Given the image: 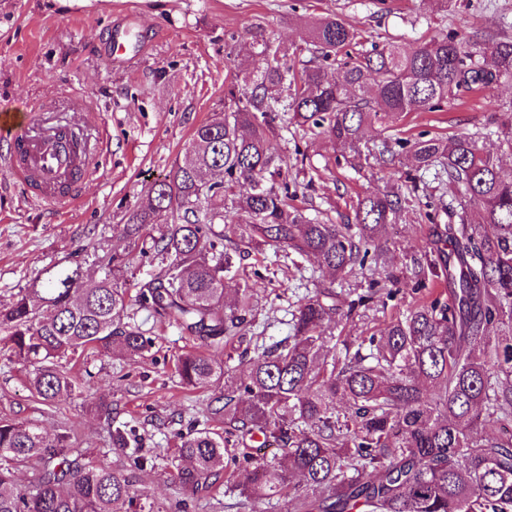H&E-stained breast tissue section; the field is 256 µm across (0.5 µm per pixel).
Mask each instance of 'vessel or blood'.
<instances>
[{"mask_svg": "<svg viewBox=\"0 0 512 512\" xmlns=\"http://www.w3.org/2000/svg\"><path fill=\"white\" fill-rule=\"evenodd\" d=\"M99 153L96 140L73 147L69 126L51 123L46 113L33 112L17 122L8 107L0 108V158L12 178L30 185L34 197L50 208L64 211L80 202Z\"/></svg>", "mask_w": 512, "mask_h": 512, "instance_id": "b4317fda", "label": "vessel or blood"}]
</instances>
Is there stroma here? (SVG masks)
<instances>
[{
    "label": "stroma",
    "mask_w": 512,
    "mask_h": 512,
    "mask_svg": "<svg viewBox=\"0 0 512 512\" xmlns=\"http://www.w3.org/2000/svg\"><path fill=\"white\" fill-rule=\"evenodd\" d=\"M326 14L342 16L376 43L412 46L451 30L463 36L500 17L511 19L512 0H454L445 12L421 0H0V101L21 109L43 107L64 122L88 119L104 131L97 169L83 184L81 202L63 212L32 200L0 159V306L57 264L81 260L88 277H95L87 247L124 249L114 225L168 174L194 127L223 111L236 67L261 65L246 42L229 41V34L241 37L259 27L272 39L300 46L307 38L306 20ZM128 16L130 47L106 58L112 25ZM510 100V82L464 91L444 110L407 115L399 129L406 138L472 133ZM273 144L287 160L297 204L337 224L353 220L359 194L404 180L405 165L352 168L334 144L283 121ZM427 236V222L414 211L401 213L387 230L390 269L410 264ZM241 265L253 290L255 326L235 340L237 353L291 336L292 311L318 289L335 286L344 309L379 277L368 267L336 282L314 261L268 249L251 251ZM418 299L402 289L385 310L340 319L334 333L359 343ZM130 314L154 337V346L127 360L86 352L75 369L73 395L52 408L33 398L27 367L0 355V414L51 433L67 427L75 447L124 473L132 460L127 449L113 447L107 422L126 425L142 456L154 464L135 490L163 501L169 512H182L185 494L174 483L171 460L180 435L203 422L224 384L183 387L175 361L193 348L192 339L139 306ZM101 395L112 404L111 417L92 406Z\"/></svg>",
    "instance_id": "1"
}]
</instances>
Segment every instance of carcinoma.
<instances>
[{
    "instance_id": "cac0c4a2",
    "label": "carcinoma",
    "mask_w": 512,
    "mask_h": 512,
    "mask_svg": "<svg viewBox=\"0 0 512 512\" xmlns=\"http://www.w3.org/2000/svg\"><path fill=\"white\" fill-rule=\"evenodd\" d=\"M256 70L236 69L224 111L198 124L183 157L152 184L122 224L123 251L98 257L102 274L87 283L79 264L47 268L0 308V352L30 367L32 394L52 408L75 391L67 365L87 349L133 356L154 339L129 322L136 302L204 345L221 349L244 330L251 288L233 299L224 283L239 275L216 224H243L247 249L314 258L340 277L370 262L387 266L381 237L411 200L399 185L358 198L354 223L332 224L291 204L285 161L273 146L279 116L335 143L354 167L371 157L412 162L408 182L438 171L450 200L448 223H433L410 273L372 283L358 308L416 290L429 277L435 296L364 336L355 352L336 355L326 323L337 313L327 287L292 314V340L239 355L243 373L190 352L176 372L186 387L224 379L220 405L208 414L224 430L193 428L181 437L180 488L199 497L219 480L225 493L286 512H512V168L486 150L495 135L512 151V101L496 129L446 139L391 134L411 112L443 108L473 87L512 81V34L503 23L465 38L433 37L414 47L394 41L355 54L363 31L339 15L312 21L303 47L249 32ZM307 52L319 61L297 71ZM378 138H365L367 129ZM137 258L157 262L133 281ZM496 336H490V330ZM116 448H136L135 435L112 426ZM498 433L478 429L489 420ZM274 445L280 458L256 459L252 444ZM35 462L27 491L17 467ZM248 465L246 481L228 475ZM0 512H165L133 481L73 448L71 432L54 433L0 417Z\"/></svg>"
}]
</instances>
